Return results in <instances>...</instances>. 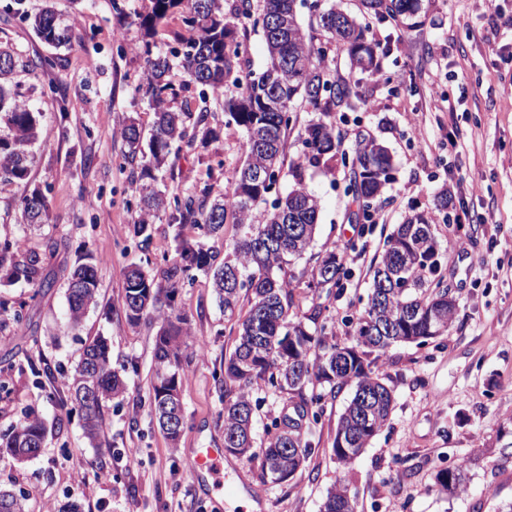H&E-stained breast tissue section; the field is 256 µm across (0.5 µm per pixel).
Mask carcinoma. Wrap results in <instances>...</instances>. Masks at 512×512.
I'll return each mask as SVG.
<instances>
[{"instance_id":"carcinoma-1","label":"carcinoma","mask_w":512,"mask_h":512,"mask_svg":"<svg viewBox=\"0 0 512 512\" xmlns=\"http://www.w3.org/2000/svg\"><path fill=\"white\" fill-rule=\"evenodd\" d=\"M365 14L379 22L413 17L421 0H362ZM179 10L192 36L182 48L168 55H152L144 44L146 69L137 93L154 112L148 151L142 149V130L131 120L121 136L127 159L138 162L140 173L133 181L140 211L134 234L146 243L149 226L163 212L177 228L186 226L206 236H217L224 225L236 226V238L224 247V260L216 263L213 251L179 244L180 260L163 270L158 282L140 267L125 273L124 314L128 324L161 320L154 340L155 379L148 399L149 411L161 417L165 393L180 389L190 346L189 321L174 307L178 288L189 271L201 272L224 314L237 318V336L231 354L224 358V452L247 461L261 458L259 478L283 484L294 478L312 448L305 425L318 420L324 399L347 385L354 394L339 417L333 439L338 463L349 466L390 420L393 394L371 370L369 357L397 343L433 341L453 324L456 298L444 285L442 252L435 222L415 214L390 233L379 257L367 302L350 321L353 340L338 343L327 330L326 307L312 303L309 313L292 316L295 307L294 276L288 274L290 259H298L312 247L320 213V201L304 183L302 167L292 170L294 185L284 192L280 174L288 149V130L296 108L319 117L298 132L299 157L317 167L336 158L341 139L336 135V113L362 100L359 82L336 75L329 65L339 48L346 49L351 66L362 74L378 72L379 42L369 38L367 26L332 4L305 29L298 19V0H148L134 21L150 38L170 13ZM288 23V31L278 21ZM38 38L58 47L70 39L54 8L47 6L31 17ZM262 33L268 52L263 70L246 68L245 48L238 33ZM179 60L184 79L170 78L173 60ZM56 57L38 56L23 62L0 50V121L11 130L0 136V180L23 182L29 178L32 152L48 134L41 112L32 109L13 90L16 70L55 69ZM222 101L229 121L243 134V165L227 170L223 188L205 182L181 193H170L157 184L156 172L183 143L196 140L206 145L219 139L220 120L207 105L209 98ZM354 164L348 190L362 213H367L382 189L391 181L393 160L385 146L373 138L358 136L352 149ZM18 207L25 224H43L48 201L38 189L22 197ZM10 281H24L44 294L53 282L42 277L39 252L23 241L0 243V268ZM312 281L332 293L345 277L342 258L325 253L312 269ZM78 280L90 284L76 288ZM98 274L95 264L79 265L68 284V322L82 324L97 302ZM112 364L111 344L97 336L84 345L72 374V403L78 407L91 444L100 446L101 415L105 403L125 392L123 372ZM261 389L296 399L294 415L274 418L266 438L256 442L253 416ZM48 431L35 414L27 413L6 437L0 452L23 461L37 456ZM442 490L452 492L465 482L464 466L444 469L437 476ZM0 512H25L20 498L0 490ZM321 512H357L356 497L344 478L327 491Z\"/></svg>"}]
</instances>
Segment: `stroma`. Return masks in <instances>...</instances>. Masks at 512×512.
I'll return each instance as SVG.
<instances>
[{
    "mask_svg": "<svg viewBox=\"0 0 512 512\" xmlns=\"http://www.w3.org/2000/svg\"><path fill=\"white\" fill-rule=\"evenodd\" d=\"M48 0H0V48L19 59L57 56L60 68L17 70L14 90L40 108L49 141L36 144L28 181L0 184V242L24 239L40 252L54 282L44 294L0 282V354L15 355L0 371V434L35 410L53 426L45 448L26 462L0 455V488L24 500L27 512H319L327 490L346 478L358 512H504L512 504V0H422L420 13L400 22L370 21L380 41L377 77L362 76L363 101L337 113L346 140L365 134L391 151L394 178L373 208L375 224L359 226L347 192L349 170L310 168L305 183L321 202L317 232L293 271L311 268L318 253L348 254L335 295L299 286L298 311L325 306L337 340H348L358 299L370 287V264L394 225L416 213L436 214L440 193L464 224L437 221L444 282L458 300L453 326L436 341L393 346L372 370L394 390L390 421L349 468L332 457L336 424L352 393L327 400L309 428L312 451L295 477L262 484L258 462L228 457L213 493L175 480L191 449L224 441L219 381L232 350L234 322L220 309L204 276L179 288L175 307L188 316L197 347L182 378L184 431L171 444L139 403L153 378L157 323L128 325L124 272L140 264L158 274L174 254L172 229L155 219L148 244L133 236L139 210L133 164L118 132L123 117L150 128L153 114L136 92L146 67L143 32L126 25L125 47L113 41L109 0H49L73 31L66 45L42 43L24 15ZM462 144L449 152V139ZM242 133L226 127L208 147L186 145L169 157L168 188H190L209 177L224 182L225 163L242 161ZM49 203L46 223H17L16 203L33 190ZM98 269V304L79 329L67 321L70 273L84 256ZM24 321L16 323L13 314ZM111 343L113 364L135 365L123 397L104 409L102 447L89 444L78 409H65L67 373L89 338ZM465 464V486L441 492L440 470ZM81 472L85 488L72 486Z\"/></svg>",
    "mask_w": 512,
    "mask_h": 512,
    "instance_id": "35a3bbf8",
    "label": "stroma"
}]
</instances>
